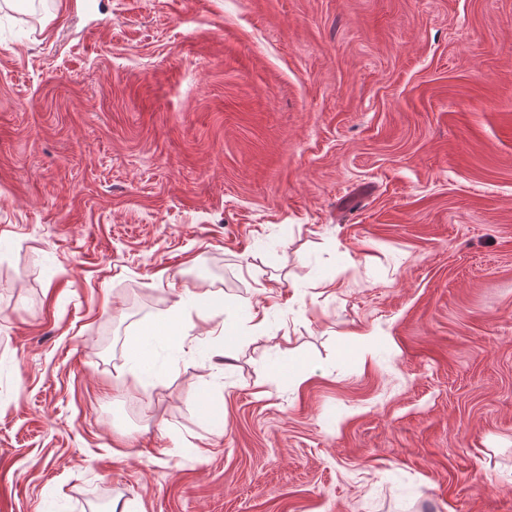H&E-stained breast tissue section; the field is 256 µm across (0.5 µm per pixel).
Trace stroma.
<instances>
[{"label":"stroma","mask_w":512,"mask_h":512,"mask_svg":"<svg viewBox=\"0 0 512 512\" xmlns=\"http://www.w3.org/2000/svg\"><path fill=\"white\" fill-rule=\"evenodd\" d=\"M116 507L512 512V0L0 9V512Z\"/></svg>","instance_id":"35a3bbf8"}]
</instances>
